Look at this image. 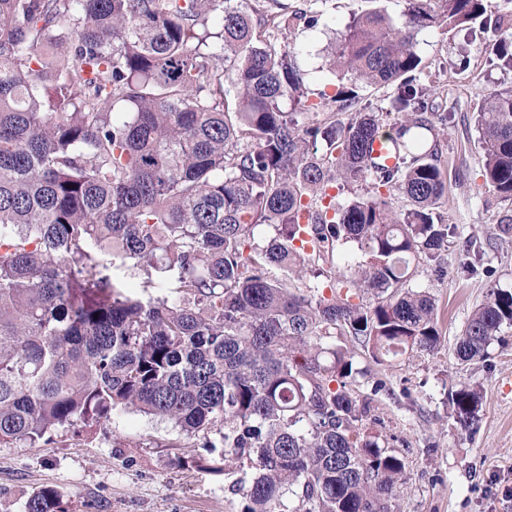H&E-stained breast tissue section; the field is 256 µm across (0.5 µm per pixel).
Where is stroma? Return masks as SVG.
I'll use <instances>...</instances> for the list:
<instances>
[{"mask_svg":"<svg viewBox=\"0 0 512 512\" xmlns=\"http://www.w3.org/2000/svg\"><path fill=\"white\" fill-rule=\"evenodd\" d=\"M296 9L321 14L330 27L298 29L303 47L299 66L310 98L335 94L338 80L324 68V53L352 11L369 9V0H287ZM483 31L429 30L417 51L427 81L439 84L441 108L454 118L439 127L435 141L446 167L448 194L439 213L457 225L458 236L441 263L414 262L408 285L434 296L441 346L378 365L365 353L356 363L367 368L360 391L384 381L378 396L381 431L394 436L406 461V482L395 512H512V329H503L488 356L469 364L455 356V344L472 311L491 287L512 288V236H499L512 202L479 191L481 151L473 113L487 90L512 82L500 69ZM484 247V273L461 269L465 241ZM480 384L483 399L472 430L456 427L449 389ZM172 424L132 410H114L104 431L75 436L58 430L51 444L0 447V512H22L26 497L44 486L60 490L76 512H236L239 496L224 477L179 466L189 456L179 447Z\"/></svg>","mask_w":512,"mask_h":512,"instance_id":"stroma-1","label":"stroma"}]
</instances>
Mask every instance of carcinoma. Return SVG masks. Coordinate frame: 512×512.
<instances>
[{
    "instance_id": "obj_1",
    "label": "carcinoma",
    "mask_w": 512,
    "mask_h": 512,
    "mask_svg": "<svg viewBox=\"0 0 512 512\" xmlns=\"http://www.w3.org/2000/svg\"><path fill=\"white\" fill-rule=\"evenodd\" d=\"M402 2L401 24L352 13L328 51L343 84L310 103L292 40L303 15L280 0H0L1 447L131 409L205 451L185 463L233 476L240 512H394L406 462L367 427L381 384L356 388L355 346L379 364L441 344L435 298L406 287L410 263L440 261L457 235L428 146L451 113L423 82L418 36L487 13ZM490 46L512 70V12ZM372 85L394 88L384 112L358 107ZM475 126L481 188L512 201V85L481 98ZM377 137L395 167L375 165ZM263 224L276 235L261 245ZM348 242L366 260L338 269ZM465 252L478 273L482 243ZM108 256L172 291L129 294ZM306 268L330 296L294 283ZM505 326L512 291L492 288L456 357L484 358ZM448 400L473 428L480 386ZM23 512L69 508L44 487Z\"/></svg>"
}]
</instances>
